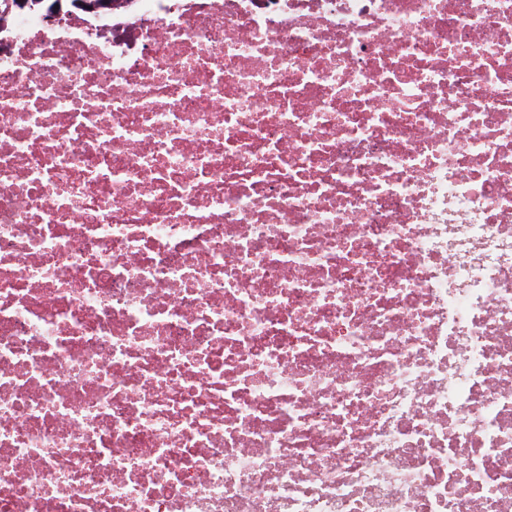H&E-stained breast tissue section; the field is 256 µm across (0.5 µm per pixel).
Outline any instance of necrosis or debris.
<instances>
[{
	"instance_id": "obj_1",
	"label": "necrosis or debris",
	"mask_w": 512,
	"mask_h": 512,
	"mask_svg": "<svg viewBox=\"0 0 512 512\" xmlns=\"http://www.w3.org/2000/svg\"><path fill=\"white\" fill-rule=\"evenodd\" d=\"M0 512H512V0H0Z\"/></svg>"
}]
</instances>
